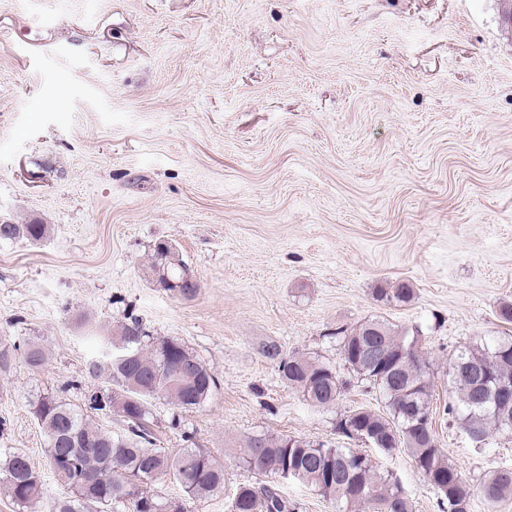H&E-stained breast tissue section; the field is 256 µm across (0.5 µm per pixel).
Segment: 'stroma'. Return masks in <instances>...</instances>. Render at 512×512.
I'll return each mask as SVG.
<instances>
[{"label": "stroma", "instance_id": "35a3bbf8", "mask_svg": "<svg viewBox=\"0 0 512 512\" xmlns=\"http://www.w3.org/2000/svg\"><path fill=\"white\" fill-rule=\"evenodd\" d=\"M50 236L0 241V343L36 342L0 370V456H28L44 494L0 512H53L33 396L102 387L94 344L127 314L179 339L218 388L180 415L150 400L161 448L183 431L224 465L188 512H228L246 439L284 434L364 449L337 416L381 411L332 337L380 319L419 334L433 431L470 482L512 468V436L449 425L459 347L512 335V25L499 0H0V222ZM176 245L200 285L184 300L144 265ZM410 284L411 302L377 301ZM303 353L346 386L331 409L281 381L263 352ZM413 512H441L411 457L373 452Z\"/></svg>", "mask_w": 512, "mask_h": 512}]
</instances>
